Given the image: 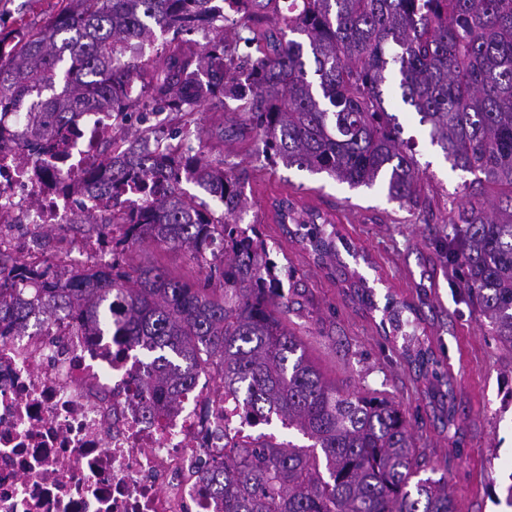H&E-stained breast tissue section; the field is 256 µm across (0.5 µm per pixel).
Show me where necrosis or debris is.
Returning a JSON list of instances; mask_svg holds the SVG:
<instances>
[{
    "label": "necrosis or debris",
    "mask_w": 512,
    "mask_h": 512,
    "mask_svg": "<svg viewBox=\"0 0 512 512\" xmlns=\"http://www.w3.org/2000/svg\"><path fill=\"white\" fill-rule=\"evenodd\" d=\"M0 125V253L76 279L111 267L96 237L42 236L81 211L143 203L133 183L80 198L53 188L61 171L82 174L111 142V114L82 113L60 155L34 150L14 120ZM142 370L123 337L85 335L69 316L22 333L0 325V512H224L203 467L222 459L225 427L250 428L222 378L201 370L170 403L140 393Z\"/></svg>",
    "instance_id": "1"
}]
</instances>
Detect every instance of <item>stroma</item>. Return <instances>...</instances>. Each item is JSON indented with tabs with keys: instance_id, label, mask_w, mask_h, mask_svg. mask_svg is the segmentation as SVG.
<instances>
[{
	"instance_id": "stroma-1",
	"label": "stroma",
	"mask_w": 512,
	"mask_h": 512,
	"mask_svg": "<svg viewBox=\"0 0 512 512\" xmlns=\"http://www.w3.org/2000/svg\"><path fill=\"white\" fill-rule=\"evenodd\" d=\"M61 5V0H0V32L18 34L42 24ZM385 99L402 124L404 137L415 142L420 171L430 177V214L389 200L378 184L352 188L324 174L269 165L256 154L257 135L243 131V116L229 109L220 116L199 113L191 142L204 144L208 155H223L225 161L252 171L245 189L244 221L256 225L278 267L292 269V277L283 281V292L295 303L284 318L324 377L400 404L431 465L445 469L458 512H512L503 501L512 484V351L481 329L439 246V223L448 213L449 201L462 198L470 175L452 169L440 148L430 144L417 115L396 90H388ZM219 117L224 120L220 142L210 137ZM286 196L332 217L337 230L371 257L383 280L376 288L378 295L390 292L419 308L440 367L452 380L457 437L434 422L427 383L415 376L399 348L275 223L271 204ZM119 260L132 277L146 266L189 281L206 275L186 249L151 242L134 246Z\"/></svg>"
}]
</instances>
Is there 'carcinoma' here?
<instances>
[{
	"label": "carcinoma",
	"instance_id": "1",
	"mask_svg": "<svg viewBox=\"0 0 512 512\" xmlns=\"http://www.w3.org/2000/svg\"><path fill=\"white\" fill-rule=\"evenodd\" d=\"M37 28L0 35V119L24 117V135L61 149L89 108L112 114V150L67 184L72 194L138 181L136 212L112 214L91 231L110 249L112 271L75 284L63 273L0 257V323L78 319L88 336L127 337L150 357L141 390L172 402L212 363L243 418L278 420L272 433L231 436L208 479L224 512H457L445 478H422L425 459L395 401L324 379L283 320L290 300L277 263L253 224L242 225L250 171L210 160L185 143L208 101L237 102L267 159L325 173L351 187L381 182L390 199L429 209L414 143L385 106L395 87L452 169L472 175L465 201L448 209L441 246L460 271L480 325L512 350V0H64ZM252 49L236 60L242 37ZM213 33L199 44L189 35ZM171 38L157 43V33ZM140 93L132 97L127 87ZM173 125L158 134L150 116ZM137 113L142 126L128 134ZM218 199L216 213L181 187ZM276 223L317 262L339 273L352 300L381 311L392 340L429 378L434 417L456 426L448 374L420 341L412 306H384L358 271L365 256L312 209L288 199ZM146 241L185 248L219 287L197 288L158 267L131 279L115 259ZM446 390H441V387Z\"/></svg>",
	"mask_w": 512,
	"mask_h": 512
}]
</instances>
